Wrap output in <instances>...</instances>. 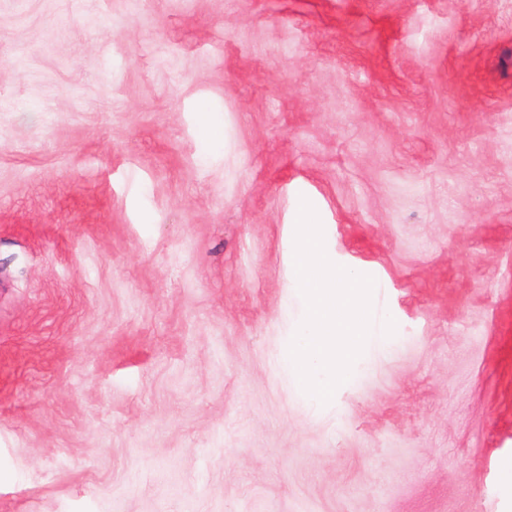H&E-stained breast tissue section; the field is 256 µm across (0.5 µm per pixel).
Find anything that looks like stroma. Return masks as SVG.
<instances>
[{"instance_id": "obj_1", "label": "stroma", "mask_w": 512, "mask_h": 512, "mask_svg": "<svg viewBox=\"0 0 512 512\" xmlns=\"http://www.w3.org/2000/svg\"><path fill=\"white\" fill-rule=\"evenodd\" d=\"M0 512H512V0H0Z\"/></svg>"}]
</instances>
